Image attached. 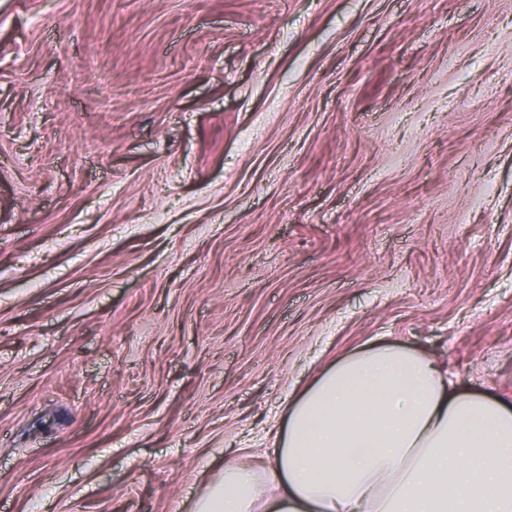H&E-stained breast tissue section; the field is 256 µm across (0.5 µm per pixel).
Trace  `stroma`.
<instances>
[{
    "label": "stroma",
    "instance_id": "stroma-1",
    "mask_svg": "<svg viewBox=\"0 0 512 512\" xmlns=\"http://www.w3.org/2000/svg\"><path fill=\"white\" fill-rule=\"evenodd\" d=\"M380 343L512 395V0H0V512H192Z\"/></svg>",
    "mask_w": 512,
    "mask_h": 512
}]
</instances>
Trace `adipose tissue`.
<instances>
[{
    "label": "adipose tissue",
    "mask_w": 512,
    "mask_h": 512,
    "mask_svg": "<svg viewBox=\"0 0 512 512\" xmlns=\"http://www.w3.org/2000/svg\"><path fill=\"white\" fill-rule=\"evenodd\" d=\"M196 512H512V401L429 354L356 351L288 404L282 434L229 464Z\"/></svg>",
    "instance_id": "obj_1"
}]
</instances>
